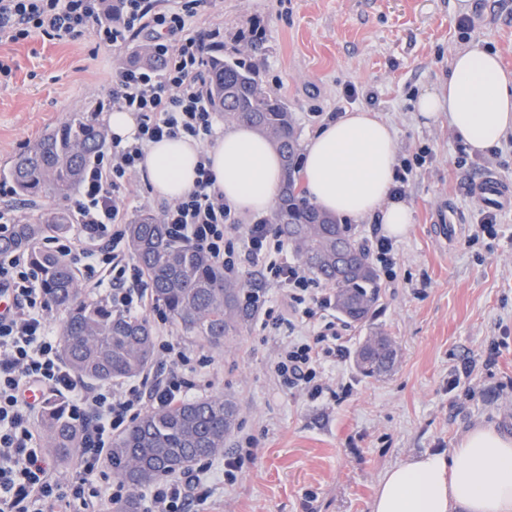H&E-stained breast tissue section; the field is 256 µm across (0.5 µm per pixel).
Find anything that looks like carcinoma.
<instances>
[{"mask_svg": "<svg viewBox=\"0 0 512 512\" xmlns=\"http://www.w3.org/2000/svg\"><path fill=\"white\" fill-rule=\"evenodd\" d=\"M209 91L227 123L244 124L263 134L277 149L283 177L271 215L275 233L288 240L296 257L314 252L318 261L307 270L336 290V309L350 323H363L379 298V274L367 248L352 228L308 201L297 176L300 143L293 112L265 84L259 65L239 49L224 57V48L208 51ZM103 127L71 119L21 151L10 168L16 194L25 200L69 197L79 186L88 159L106 145ZM310 230L302 239L297 229ZM69 216L49 209L37 221L13 224L0 233V255L24 253L41 277L51 308L64 313L61 356L83 382L108 384L138 377L155 358L149 321L112 313L107 306L82 298L78 277L64 256L44 247L49 238L69 233ZM354 253L349 267L336 265L338 244ZM127 243L137 265L147 274L151 295L182 332L220 346L251 315L239 288L210 256L172 239L167 225L152 214L128 225ZM398 355L392 337L379 332L366 338L354 355L357 369L376 376L392 369ZM237 420L235 403L223 397L187 400L146 410L112 441V475L129 488L112 512H143L137 491L158 479L184 471L196 462L224 453ZM48 450L62 466L69 465L84 437L83 426L68 408L52 401L42 415Z\"/></svg>", "mask_w": 512, "mask_h": 512, "instance_id": "carcinoma-1", "label": "carcinoma"}]
</instances>
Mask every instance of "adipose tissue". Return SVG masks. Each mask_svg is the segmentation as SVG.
Masks as SVG:
<instances>
[{
    "label": "adipose tissue",
    "mask_w": 512,
    "mask_h": 512,
    "mask_svg": "<svg viewBox=\"0 0 512 512\" xmlns=\"http://www.w3.org/2000/svg\"><path fill=\"white\" fill-rule=\"evenodd\" d=\"M422 117L447 116L453 137L483 154L512 135V73L497 53L469 48L449 61L448 80L419 96ZM395 131L368 108L344 112L310 138L304 152L307 196L322 210L375 218L389 236L405 235L411 207L393 199ZM207 156L214 187L239 214L273 210L282 167L278 153L252 128L225 125L212 145L180 138L151 144L140 167L157 194L183 197ZM372 512H512V438L478 425L450 453L424 452L387 469Z\"/></svg>",
    "instance_id": "adipose-tissue-1"
}]
</instances>
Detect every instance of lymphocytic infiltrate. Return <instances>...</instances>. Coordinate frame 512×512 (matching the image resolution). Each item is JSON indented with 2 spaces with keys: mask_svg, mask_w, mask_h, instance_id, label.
I'll list each match as a JSON object with an SVG mask.
<instances>
[{
  "mask_svg": "<svg viewBox=\"0 0 512 512\" xmlns=\"http://www.w3.org/2000/svg\"><path fill=\"white\" fill-rule=\"evenodd\" d=\"M207 4L122 0L120 16L108 23L100 16L99 0H0L1 39L17 42L39 34L63 40L90 28L99 44L124 48L142 40L151 53L149 62L115 65L112 87L90 119L99 121L114 110L129 112L136 132L126 142L111 139L95 157L69 206L74 233L52 239L48 246L71 260L87 293L110 304L113 312L151 315L161 325L167 317L128 253L126 227L139 209L132 187L147 147L178 136L204 145L217 134L216 111L206 90V56L221 31L199 25ZM196 172L193 189L162 206V223L225 270L258 268L277 293L249 292L244 302L263 312V327L289 330L274 364L280 384L315 399L330 392L322 380L324 365L346 354L337 323L322 316L335 304L332 289L288 260L289 244L271 230L268 219L238 224L206 164H199ZM0 289L13 296L12 307L0 313V512H96L99 501L123 499V483L92 482L104 473L114 435L145 406L186 399L196 387L194 374L207 367V359L193 357L163 333L157 338L162 378L86 387L61 358L59 338L47 321L40 275L25 254L0 255ZM35 390L43 399L66 398L71 415L85 428L76 473L64 483L54 479L55 460L34 428L41 404L28 394ZM238 467V458L228 455L220 466L208 462L169 476L151 487L145 512H186L190 504L208 499L204 477L230 482Z\"/></svg>",
  "mask_w": 512,
  "mask_h": 512,
  "instance_id": "obj_1",
  "label": "lymphocytic infiltrate"
}]
</instances>
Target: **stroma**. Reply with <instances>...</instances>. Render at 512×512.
I'll list each match as a JSON object with an SVG mask.
<instances>
[{
    "label": "stroma",
    "instance_id": "35a3bbf8",
    "mask_svg": "<svg viewBox=\"0 0 512 512\" xmlns=\"http://www.w3.org/2000/svg\"><path fill=\"white\" fill-rule=\"evenodd\" d=\"M210 0L206 23L224 31V51L239 33L253 34L268 85L287 102L300 141L322 126V114L374 109L396 132L398 158L429 146L431 160L410 175L414 222L396 238L397 277L381 281L368 321L344 324L346 356L327 363L336 397L310 399L284 390L272 366L278 344L257 320L212 347L169 326L173 338L209 365L195 397L234 400L237 426L225 448L247 443L234 484L216 483L190 512H370L381 475L425 451L450 452L479 424L512 437V244L470 242L482 206L468 182L492 174L512 183V149L500 157L456 164L458 144L447 119L423 122L418 96L448 78L458 50L497 53L512 71V0ZM473 21L461 39L458 20ZM132 50L100 46L93 29L74 39L35 35L0 41V181L15 156L44 133L86 116L109 90L114 57ZM358 97L347 98V86ZM464 222L455 243L439 236L441 212ZM391 336L398 357L381 376L362 375L354 353L364 337Z\"/></svg>",
    "mask_w": 512,
    "mask_h": 512
}]
</instances>
